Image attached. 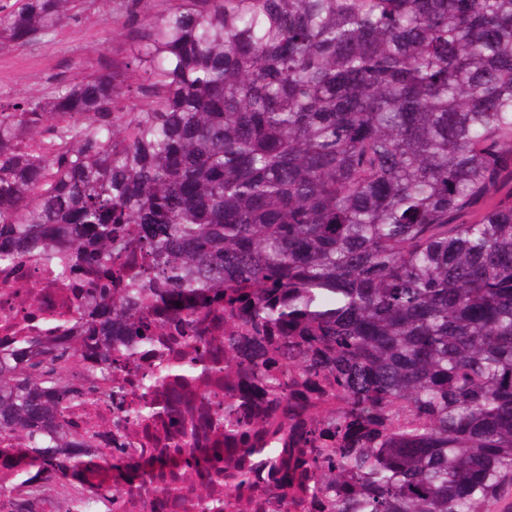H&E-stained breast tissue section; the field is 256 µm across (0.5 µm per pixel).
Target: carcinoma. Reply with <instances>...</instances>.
<instances>
[{"label":"carcinoma","instance_id":"1","mask_svg":"<svg viewBox=\"0 0 512 512\" xmlns=\"http://www.w3.org/2000/svg\"><path fill=\"white\" fill-rule=\"evenodd\" d=\"M79 8L0 7V49ZM125 37L0 104V260L100 279L0 351L32 460L0 512H512V0H177Z\"/></svg>","mask_w":512,"mask_h":512}]
</instances>
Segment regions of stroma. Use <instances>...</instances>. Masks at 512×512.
<instances>
[{
	"label": "stroma",
	"mask_w": 512,
	"mask_h": 512,
	"mask_svg": "<svg viewBox=\"0 0 512 512\" xmlns=\"http://www.w3.org/2000/svg\"><path fill=\"white\" fill-rule=\"evenodd\" d=\"M126 0H83L81 10L52 36L23 49L0 50V101L15 103L44 95L54 81L120 61L129 43Z\"/></svg>",
	"instance_id": "stroma-1"
}]
</instances>
